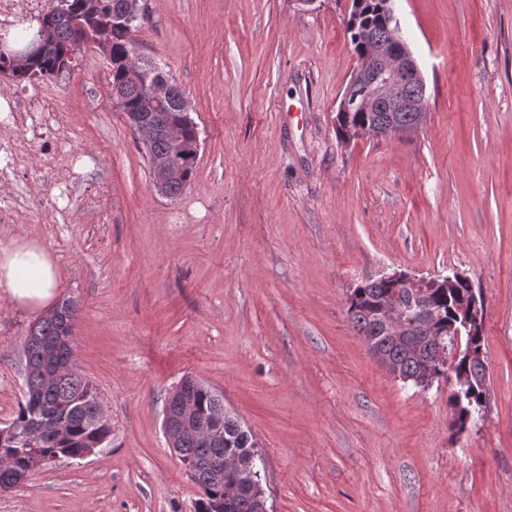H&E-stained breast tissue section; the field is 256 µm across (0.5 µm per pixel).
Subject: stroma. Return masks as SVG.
Instances as JSON below:
<instances>
[{
	"label": "stroma",
	"instance_id": "1",
	"mask_svg": "<svg viewBox=\"0 0 512 512\" xmlns=\"http://www.w3.org/2000/svg\"><path fill=\"white\" fill-rule=\"evenodd\" d=\"M140 54L184 91L199 135L189 185L153 187L139 133L87 47L54 81L97 188L31 235L78 305L76 365L112 442L0 494V512H192L166 401L191 376L255 435L269 512H512V0H394L423 73L415 132L336 135L359 60L350 0H144ZM467 275L486 302L485 416L450 428V386L395 378L347 319L358 284ZM42 309L0 293V422L24 400Z\"/></svg>",
	"mask_w": 512,
	"mask_h": 512
}]
</instances>
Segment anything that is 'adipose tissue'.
<instances>
[{"label": "adipose tissue", "instance_id": "ef3b65f1", "mask_svg": "<svg viewBox=\"0 0 512 512\" xmlns=\"http://www.w3.org/2000/svg\"><path fill=\"white\" fill-rule=\"evenodd\" d=\"M57 271L49 253L34 239L22 237L0 246V291L25 306L52 300Z\"/></svg>", "mask_w": 512, "mask_h": 512}]
</instances>
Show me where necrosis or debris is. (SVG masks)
I'll use <instances>...</instances> for the list:
<instances>
[{
    "instance_id": "4bbe7bcc",
    "label": "necrosis or debris",
    "mask_w": 512,
    "mask_h": 512,
    "mask_svg": "<svg viewBox=\"0 0 512 512\" xmlns=\"http://www.w3.org/2000/svg\"><path fill=\"white\" fill-rule=\"evenodd\" d=\"M0 112L6 113L13 130L0 138V224L27 223L45 208L66 214L79 185L74 168L83 156L71 147L77 132L66 120L63 101L43 84L23 85L0 74ZM37 149L50 176L48 189L39 197L20 178Z\"/></svg>"
}]
</instances>
